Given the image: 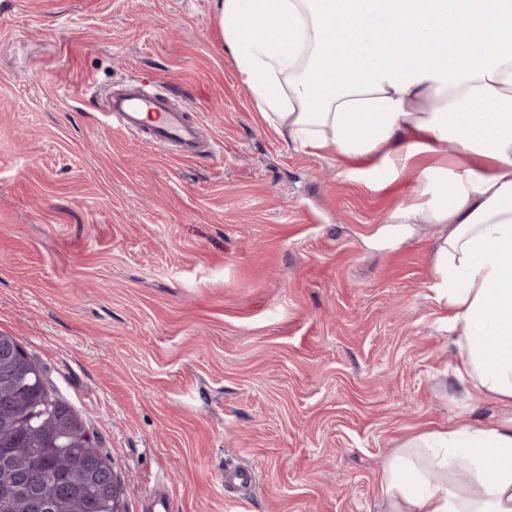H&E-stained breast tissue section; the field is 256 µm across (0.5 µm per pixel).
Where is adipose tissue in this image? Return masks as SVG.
Segmentation results:
<instances>
[{
    "mask_svg": "<svg viewBox=\"0 0 512 512\" xmlns=\"http://www.w3.org/2000/svg\"><path fill=\"white\" fill-rule=\"evenodd\" d=\"M224 46L265 120L302 150L398 178L447 143L397 223L435 229L456 377L512 405V0H216ZM382 512H512V416L410 437Z\"/></svg>",
    "mask_w": 512,
    "mask_h": 512,
    "instance_id": "obj_1",
    "label": "adipose tissue"
}]
</instances>
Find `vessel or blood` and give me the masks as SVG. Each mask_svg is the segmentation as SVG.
I'll list each match as a JSON object with an SVG mask.
<instances>
[{"mask_svg":"<svg viewBox=\"0 0 512 512\" xmlns=\"http://www.w3.org/2000/svg\"><path fill=\"white\" fill-rule=\"evenodd\" d=\"M108 121L139 136L156 149L180 145L185 154L196 152V128L185 111L171 109L164 85L141 80L123 94L111 96L107 106Z\"/></svg>","mask_w":512,"mask_h":512,"instance_id":"vessel-or-blood-1","label":"vessel or blood"}]
</instances>
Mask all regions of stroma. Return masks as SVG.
<instances>
[{"label": "stroma", "mask_w": 512, "mask_h": 512, "mask_svg": "<svg viewBox=\"0 0 512 512\" xmlns=\"http://www.w3.org/2000/svg\"><path fill=\"white\" fill-rule=\"evenodd\" d=\"M219 145L183 158L103 121L143 75ZM396 180L289 147L215 0H0V333L112 463L125 512H380L406 438L511 409L461 385L434 229L376 240ZM257 482L224 492L229 470Z\"/></svg>", "instance_id": "stroma-1"}]
</instances>
